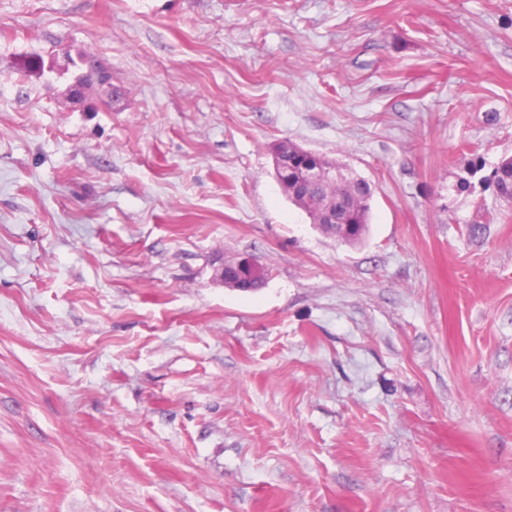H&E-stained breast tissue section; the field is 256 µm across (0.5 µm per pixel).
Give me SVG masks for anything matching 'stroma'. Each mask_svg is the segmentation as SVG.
<instances>
[{"label": "stroma", "mask_w": 512, "mask_h": 512, "mask_svg": "<svg viewBox=\"0 0 512 512\" xmlns=\"http://www.w3.org/2000/svg\"><path fill=\"white\" fill-rule=\"evenodd\" d=\"M510 157L512 0H0V512H512ZM273 169L277 182H281L284 187L288 186V177L294 172L300 176L301 184L309 188L330 183L312 189L308 200L304 196L293 197L289 186L288 193L284 191V194L288 201L310 215L315 213L313 205L320 209L328 203L336 202V212L333 214L336 223L334 226L328 225L324 232L350 245L365 240L372 199V190L366 179L355 172L356 176L348 175L344 168L326 167L321 155L316 152L306 149L288 150V141L281 145L274 159ZM347 224H352L350 226L355 229L348 227V231L344 232L343 225ZM493 182L498 196L512 200V158L504 159L493 172ZM239 267L240 266H238V271L241 274V278L246 279V280H252L250 287L245 289V288H239V286L236 285L235 286L236 288H234L232 284H235L238 281L239 275L236 272H231L228 270L224 271V264H223L220 268L217 269V276L219 277L220 280L223 281V283H225L226 287L237 289V290H242V291H248V290H255L264 284L265 272H264L263 268H262L263 269L262 276L256 278L258 276V268L255 265H253L252 263H248L247 265H244L243 269H239ZM254 278H256V279H254Z\"/></svg>", "instance_id": "obj_1"}]
</instances>
